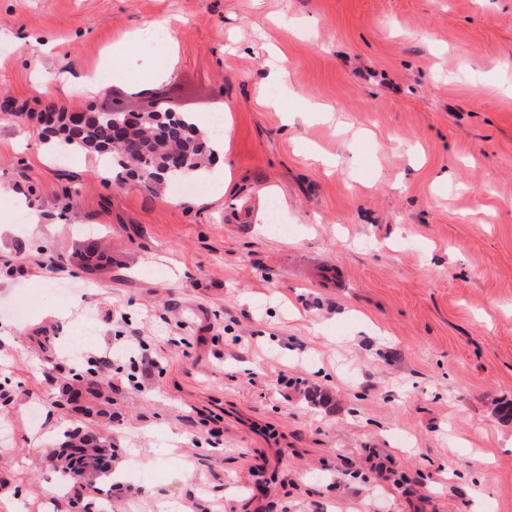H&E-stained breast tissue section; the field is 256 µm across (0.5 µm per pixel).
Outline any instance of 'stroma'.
Returning a JSON list of instances; mask_svg holds the SVG:
<instances>
[{
  "label": "stroma",
  "mask_w": 512,
  "mask_h": 512,
  "mask_svg": "<svg viewBox=\"0 0 512 512\" xmlns=\"http://www.w3.org/2000/svg\"><path fill=\"white\" fill-rule=\"evenodd\" d=\"M115 91L223 113L217 189L42 153L46 100ZM3 99L0 512H512V0H0ZM134 334L158 366L101 403L88 360ZM76 425L113 449L79 491L36 450Z\"/></svg>",
  "instance_id": "obj_1"
}]
</instances>
